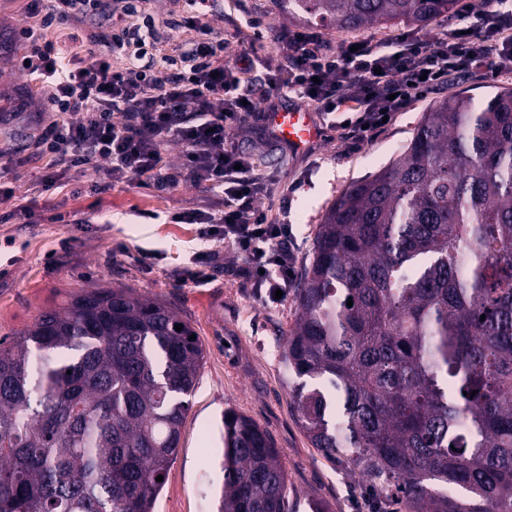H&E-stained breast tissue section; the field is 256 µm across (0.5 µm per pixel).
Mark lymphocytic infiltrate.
Segmentation results:
<instances>
[{"mask_svg":"<svg viewBox=\"0 0 512 512\" xmlns=\"http://www.w3.org/2000/svg\"><path fill=\"white\" fill-rule=\"evenodd\" d=\"M214 2L187 0L183 24L196 36L185 65L171 72L164 56L113 68L112 55L125 43L104 22L134 14V0H28L15 31L28 45L18 73L36 84L53 114L33 140L45 162L42 191L90 167L106 189L205 188L213 204L173 213L172 222L199 225L203 238L235 249L261 298L288 288L291 227L269 223L257 208L266 178L236 138L258 131L276 100L296 97L327 115L343 112L344 135L359 145L382 128L383 116L406 111L450 74L489 79L512 71V0H496L492 9L458 0V14L472 21L466 34L452 23L430 41L403 34L331 52L317 31H286L276 61L245 56L233 64L224 60L223 33L207 20ZM66 23L82 28L74 36L81 52L71 57L48 38ZM174 143L183 148L177 165L168 154Z\"/></svg>","mask_w":512,"mask_h":512,"instance_id":"f902f5d3","label":"lymphocytic infiltrate"}]
</instances>
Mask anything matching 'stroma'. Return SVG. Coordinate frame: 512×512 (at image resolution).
Returning a JSON list of instances; mask_svg holds the SVG:
<instances>
[{"label":"stroma","mask_w":512,"mask_h":512,"mask_svg":"<svg viewBox=\"0 0 512 512\" xmlns=\"http://www.w3.org/2000/svg\"><path fill=\"white\" fill-rule=\"evenodd\" d=\"M26 0H0V145L17 148V165L7 180L17 198L35 200L37 214L79 212L83 227L42 220L25 223L0 204V338L26 331L42 313L58 309L73 294L117 286L167 302L195 332L205 351L199 383L189 398L177 457L154 512H215L224 483L222 420L227 409L253 418L272 437L288 478L293 512H377L366 479L352 474L346 457L325 458L300 426L291 395L296 382L283 358L288 332L297 316L293 293L276 303L247 288L243 262L223 250L210 279L199 287L178 284L172 269L188 262L206 243L192 224H174L172 213L201 208L210 193L188 184L165 195L119 185L94 193V170L74 172L68 189L39 194L43 162L29 150L38 120H51L39 90L26 86L17 71L24 48L12 38L25 17ZM136 15L112 22L113 35L154 23L158 50L181 59L192 30L181 27L184 0H139ZM264 16L267 29L255 41L258 55L275 57L276 36L304 24L273 0H219L209 21L231 38L230 54L245 52L246 19ZM512 87V73L491 80L454 77L411 109L397 113L369 143L356 149L335 136H323L296 154L273 146L256 133L242 147L266 176L259 201L268 221L292 226L293 270L313 256L316 233L328 206L353 181L389 162L409 141L432 101L467 90L480 96Z\"/></svg>","instance_id":"stroma-1"}]
</instances>
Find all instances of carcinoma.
Returning <instances> with one entry per match:
<instances>
[{
  "label": "carcinoma",
  "mask_w": 512,
  "mask_h": 512,
  "mask_svg": "<svg viewBox=\"0 0 512 512\" xmlns=\"http://www.w3.org/2000/svg\"><path fill=\"white\" fill-rule=\"evenodd\" d=\"M454 4L288 12L357 32L425 27ZM294 295L284 359L324 457L350 453L404 512H512V87L437 100L329 206ZM192 334L157 299L96 288L0 339V512H153L203 366ZM219 512H289L276 449L231 409Z\"/></svg>",
  "instance_id": "obj_1"
}]
</instances>
